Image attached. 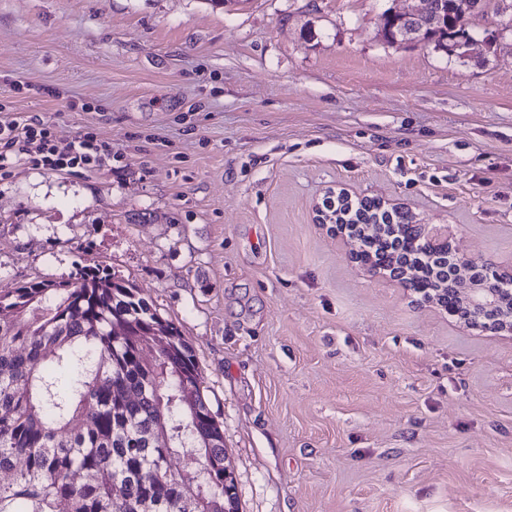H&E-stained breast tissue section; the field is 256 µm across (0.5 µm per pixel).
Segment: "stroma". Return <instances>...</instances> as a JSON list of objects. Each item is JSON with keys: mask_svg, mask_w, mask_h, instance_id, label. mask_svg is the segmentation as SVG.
Here are the masks:
<instances>
[{"mask_svg": "<svg viewBox=\"0 0 512 512\" xmlns=\"http://www.w3.org/2000/svg\"><path fill=\"white\" fill-rule=\"evenodd\" d=\"M414 0H0V104L111 170L0 174V288L100 264L193 346L240 512H512V339L369 273L313 206L512 255V32L388 44Z\"/></svg>", "mask_w": 512, "mask_h": 512, "instance_id": "obj_1", "label": "stroma"}]
</instances>
